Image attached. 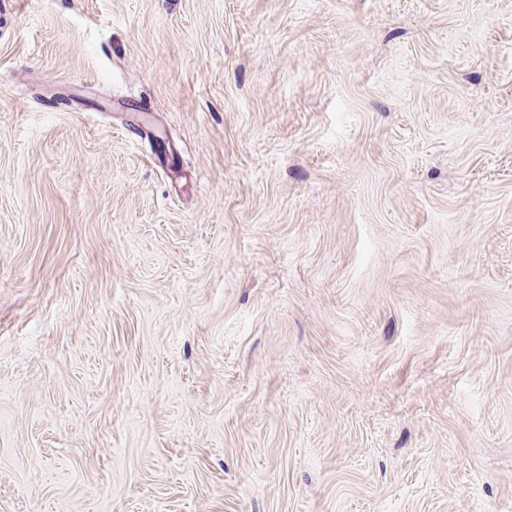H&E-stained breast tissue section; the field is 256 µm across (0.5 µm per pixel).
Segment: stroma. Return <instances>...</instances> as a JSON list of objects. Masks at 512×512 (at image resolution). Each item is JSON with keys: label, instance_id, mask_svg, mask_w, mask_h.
I'll use <instances>...</instances> for the list:
<instances>
[{"label": "stroma", "instance_id": "stroma-1", "mask_svg": "<svg viewBox=\"0 0 512 512\" xmlns=\"http://www.w3.org/2000/svg\"><path fill=\"white\" fill-rule=\"evenodd\" d=\"M0 512H512V0H0Z\"/></svg>", "mask_w": 512, "mask_h": 512}]
</instances>
